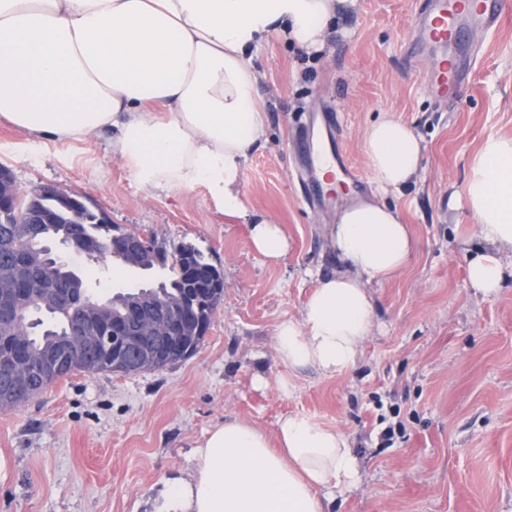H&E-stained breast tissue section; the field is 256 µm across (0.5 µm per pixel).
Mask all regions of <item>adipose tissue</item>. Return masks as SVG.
<instances>
[{
    "label": "adipose tissue",
    "instance_id": "1",
    "mask_svg": "<svg viewBox=\"0 0 512 512\" xmlns=\"http://www.w3.org/2000/svg\"><path fill=\"white\" fill-rule=\"evenodd\" d=\"M347 0H0V118L61 142L113 130L112 155L145 189L204 188L213 207L251 226L250 243L275 261L279 224L249 210L243 168L265 141L261 74L251 54L275 34L322 50ZM423 138L384 117L365 132L377 191L344 207L331 228L343 263L319 279L299 317L275 330L291 370H352L375 319L370 285L408 265L415 241L387 196L416 184ZM466 203L482 248L473 288L498 293L512 253V137L490 135L470 165ZM192 480L167 482L159 512H332L362 474L350 439L314 417L278 422L276 439L232 418L192 450Z\"/></svg>",
    "mask_w": 512,
    "mask_h": 512
}]
</instances>
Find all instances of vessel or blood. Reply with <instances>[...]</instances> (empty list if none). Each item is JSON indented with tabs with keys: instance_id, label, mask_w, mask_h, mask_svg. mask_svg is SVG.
Here are the masks:
<instances>
[{
	"instance_id": "obj_1",
	"label": "vessel or blood",
	"mask_w": 512,
	"mask_h": 512,
	"mask_svg": "<svg viewBox=\"0 0 512 512\" xmlns=\"http://www.w3.org/2000/svg\"><path fill=\"white\" fill-rule=\"evenodd\" d=\"M511 15L512 0H419L408 47L412 54L427 57L426 87L436 101L460 98L483 59V38L494 34ZM308 123L324 128L329 136L321 139L310 134L305 139L307 198L327 202L336 183L361 188L358 172L346 158L339 137L332 133L336 118L329 113L312 115Z\"/></svg>"
}]
</instances>
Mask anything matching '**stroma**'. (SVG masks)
Wrapping results in <instances>:
<instances>
[{
	"mask_svg": "<svg viewBox=\"0 0 512 512\" xmlns=\"http://www.w3.org/2000/svg\"><path fill=\"white\" fill-rule=\"evenodd\" d=\"M413 0H355L336 17L326 48L310 54L274 35L252 61L264 75L267 141L244 169V201L288 240L272 262L249 227L216 211L204 189L138 187L110 152V132L58 142L0 120V165L23 189L76 194L123 229L191 243L224 275V297L198 352L156 372H77L33 400L0 409V512H155L168 480L190 479L194 444L230 418L275 436L302 413L350 436L363 479L334 512H512V280L492 296L467 274L480 242L465 205L469 165L483 139L512 136V20L488 40L459 103L434 101L425 63L406 57ZM340 115L343 146L375 185L363 150L368 125L408 122L425 150L416 185L389 197L417 250L375 288L376 319L357 366L328 377L290 374L274 331L298 317L318 278L340 268L329 227L352 196L316 207L298 180L306 115ZM62 257L95 296L134 288L146 275L74 252ZM292 377L283 394L279 381ZM404 432L380 438L390 407Z\"/></svg>",
	"mask_w": 512,
	"mask_h": 512,
	"instance_id": "stroma-1",
	"label": "stroma"
}]
</instances>
